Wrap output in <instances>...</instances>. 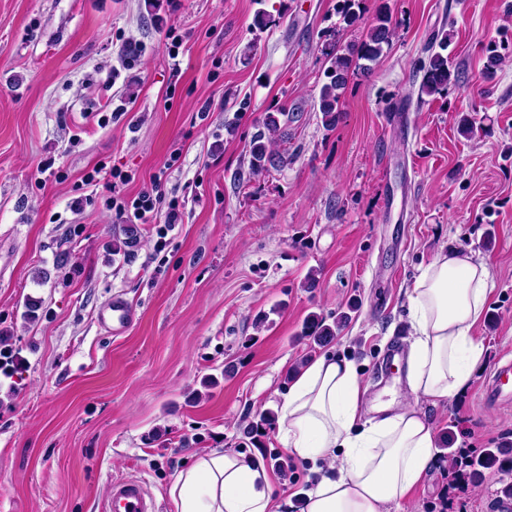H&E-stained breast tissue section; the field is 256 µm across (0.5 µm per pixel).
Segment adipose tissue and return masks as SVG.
<instances>
[{"mask_svg":"<svg viewBox=\"0 0 512 512\" xmlns=\"http://www.w3.org/2000/svg\"><path fill=\"white\" fill-rule=\"evenodd\" d=\"M491 272L459 251H442L407 293L406 391L426 408L389 399L364 408L367 392L352 360L335 352L300 369L279 406L278 439L310 466L304 512H400L438 464L427 407L464 393L486 348L472 331L488 302ZM174 512H288L270 474L232 449L196 455L167 488Z\"/></svg>","mask_w":512,"mask_h":512,"instance_id":"obj_1","label":"adipose tissue"}]
</instances>
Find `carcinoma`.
I'll list each match as a JSON object with an SVG mask.
<instances>
[{"mask_svg":"<svg viewBox=\"0 0 512 512\" xmlns=\"http://www.w3.org/2000/svg\"><path fill=\"white\" fill-rule=\"evenodd\" d=\"M393 36L394 28L390 16L387 11L380 10L361 41L333 49L326 71L327 82L320 89L317 103L318 112L321 113L325 126L330 128L336 125L340 103L354 71L358 69L366 74L370 73L373 65L383 55L384 48L392 43ZM450 39L448 33L433 35L429 43L427 60L420 63L419 71L423 72L420 92L427 96L440 95L448 91V87L460 79L459 72L452 69L448 55L444 54ZM486 54L483 79L490 80L502 63L503 56L493 44L486 47ZM281 138L279 118L273 114L268 115L263 128L254 134L248 144L249 166L252 173H267L287 162V157L278 149ZM335 329L336 325H329L323 318L312 314L307 320L304 335L311 336L317 341H324L335 335ZM271 421V417L265 416L258 423L243 422V433L256 443L263 433V426L271 424ZM491 464L499 465L502 471L511 472L512 454L509 453V449H484L480 456L469 462L471 475L478 480L481 479L482 470Z\"/></svg>","mask_w":512,"mask_h":512,"instance_id":"carcinoma-1","label":"carcinoma"}]
</instances>
